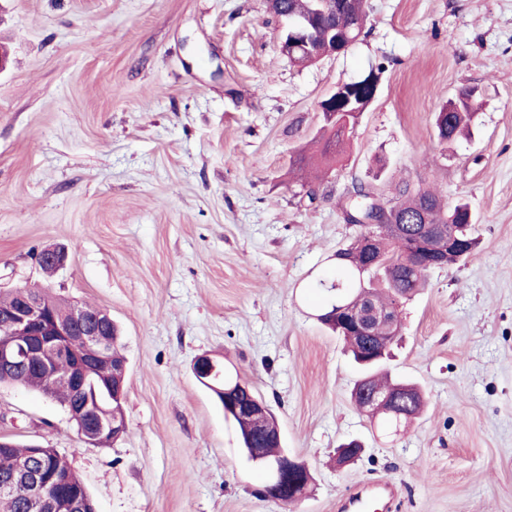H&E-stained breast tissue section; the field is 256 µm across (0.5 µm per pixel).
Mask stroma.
Instances as JSON below:
<instances>
[{
	"label": "stroma",
	"instance_id": "1",
	"mask_svg": "<svg viewBox=\"0 0 512 512\" xmlns=\"http://www.w3.org/2000/svg\"><path fill=\"white\" fill-rule=\"evenodd\" d=\"M345 53L298 67L264 0H0V292L106 311L127 361L126 431L86 444L64 408L0 385V437L52 448L98 512H338L391 484L388 512H512V0H367ZM381 68L332 169L298 164L319 102ZM477 88L469 138L435 115ZM467 200L480 244L401 307L393 375L423 414L398 433L356 408L360 376L319 321V278L358 234L359 186ZM68 253L46 275L35 256ZM210 354L274 413L313 477L285 506L192 363ZM364 443L337 467L336 450ZM390 485L384 484L368 490L363 488L358 490L356 493L348 496L345 500L344 510L345 512H364L371 507V502L374 499H380L387 494Z\"/></svg>",
	"mask_w": 512,
	"mask_h": 512
}]
</instances>
